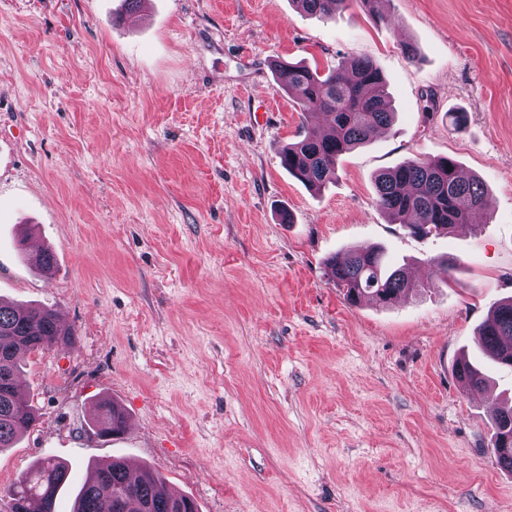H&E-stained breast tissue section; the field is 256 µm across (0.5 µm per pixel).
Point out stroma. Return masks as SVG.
Wrapping results in <instances>:
<instances>
[{
	"label": "stroma",
	"instance_id": "35a3bbf8",
	"mask_svg": "<svg viewBox=\"0 0 512 512\" xmlns=\"http://www.w3.org/2000/svg\"><path fill=\"white\" fill-rule=\"evenodd\" d=\"M0 0V299L55 309L67 348L23 357L38 422L0 450V494L45 457L148 465L198 512H512L486 396L455 365L512 296V0ZM412 43L407 57L402 43ZM383 73L395 122L325 188L281 167L303 118L287 60ZM467 115L456 132L448 115ZM449 156L487 198L418 239L375 175ZM27 235V250L16 240ZM384 247L424 295L350 305L329 267ZM50 249L52 276L33 258ZM457 261L449 283L429 261ZM108 396L124 434L88 427ZM296 8L311 15L329 17L348 7L350 0H292Z\"/></svg>",
	"mask_w": 512,
	"mask_h": 512
}]
</instances>
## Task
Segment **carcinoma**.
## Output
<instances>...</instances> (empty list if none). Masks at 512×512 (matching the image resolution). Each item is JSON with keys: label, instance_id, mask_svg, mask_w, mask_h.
<instances>
[{"label": "carcinoma", "instance_id": "cac0c4a2", "mask_svg": "<svg viewBox=\"0 0 512 512\" xmlns=\"http://www.w3.org/2000/svg\"><path fill=\"white\" fill-rule=\"evenodd\" d=\"M311 15L329 17L350 0H292ZM279 86L294 97L303 115L320 113L322 126H303L300 139L280 152L282 167L305 185L320 189L337 178L341 157L367 142L393 122L381 71L369 60L347 57L341 67L324 74L302 63L275 65ZM376 204L410 235H430L467 228L485 205V189L477 177L462 175L450 157L417 158L380 172L375 178ZM336 286L354 305L369 301L387 307L421 289L406 268L388 262L377 249L349 250L333 259ZM73 330L58 313L43 306L0 301V448L14 443L37 422L22 393L19 358L28 352L70 345ZM477 348L491 362L512 367V297L501 302L480 327ZM468 389L486 387L483 367L466 358L455 367ZM126 426L124 408L109 398L97 403L89 428L120 434ZM492 453L496 464L512 472V403L497 408ZM69 467L53 458L40 460L8 491L9 512H57L56 497L69 485ZM72 512H198L189 497L169 491L149 467L132 469L123 459L95 462L79 486Z\"/></svg>", "mask_w": 512, "mask_h": 512}]
</instances>
